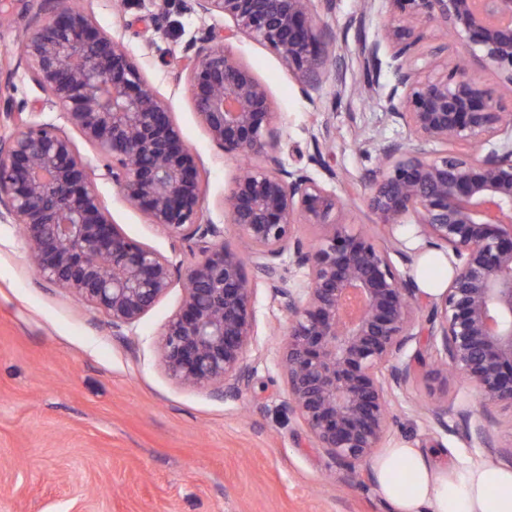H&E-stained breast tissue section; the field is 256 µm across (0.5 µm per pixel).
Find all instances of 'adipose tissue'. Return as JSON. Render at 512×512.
I'll return each mask as SVG.
<instances>
[{"label":"adipose tissue","instance_id":"1","mask_svg":"<svg viewBox=\"0 0 512 512\" xmlns=\"http://www.w3.org/2000/svg\"><path fill=\"white\" fill-rule=\"evenodd\" d=\"M375 489L390 512H512V468L465 457L437 465L429 452L402 443L371 462Z\"/></svg>","mask_w":512,"mask_h":512}]
</instances>
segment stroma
<instances>
[{
	"label": "stroma",
	"instance_id": "1",
	"mask_svg": "<svg viewBox=\"0 0 512 512\" xmlns=\"http://www.w3.org/2000/svg\"><path fill=\"white\" fill-rule=\"evenodd\" d=\"M95 21L134 56L148 86L169 104L185 143L204 168L207 216L238 232L224 218V197L241 162L210 140L183 78L184 46L202 21L180 0H78ZM166 13L163 26L153 18ZM366 16L376 38L382 9L363 0H336L325 20L344 56L341 84L326 82L314 100L302 97L296 74L268 46L244 36L226 45L266 87L280 132L279 149L301 167L314 140L331 132L327 153L337 188H349L344 223L371 229L373 215L359 183L374 166L380 145L404 138L385 116L383 93L357 94L358 41L349 18ZM38 15L30 0H0V65L14 73L15 98L27 100L42 120L57 121L32 81L16 44ZM112 220L132 239L180 267L198 256L195 246L173 241L126 202L113 184L96 181ZM184 298L182 280L135 327L114 332L104 314L38 278L15 224L0 223V512H388L368 471L354 474L318 448L301 421L289 414L278 361L288 317L265 283L254 308L257 337L247 351L254 367L240 395L221 397L206 387L176 383L162 363L159 341ZM474 383L452 377L447 387L418 377L395 391V423L387 443L409 440L438 453L442 464L465 455L512 464V411L496 409L489 446L467 443L456 417L433 423L438 400L474 399Z\"/></svg>",
	"mask_w": 512,
	"mask_h": 512
}]
</instances>
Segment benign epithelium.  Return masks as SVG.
<instances>
[{
    "label": "benign epithelium",
    "instance_id": "benign-epithelium-1",
    "mask_svg": "<svg viewBox=\"0 0 512 512\" xmlns=\"http://www.w3.org/2000/svg\"><path fill=\"white\" fill-rule=\"evenodd\" d=\"M313 2L191 0L189 10L228 20L226 40L243 35L270 47L311 101L342 70L335 36ZM381 2L383 38L359 37L361 86L367 93L380 87L386 50V117L408 135L382 145L362 178L376 235L341 222L345 197L320 149L308 161L325 181L286 165L266 88L216 42L211 26L186 45L185 69L211 141L227 155L259 159L225 196L241 248L224 243V230L205 216L202 165L168 104L84 9L41 0L21 45L20 58L63 124L36 120L24 100L0 99V112L14 121V132L0 138V222L21 227L37 276L120 329L135 326L183 274L184 300L159 343L164 367L177 383L235 396L253 373L246 356L257 336L251 263L288 313L279 368L289 409L352 473L382 447L394 390L426 365L420 351L408 353L418 321L441 364L428 376L446 383L451 369L478 389L480 422L469 425L473 410L440 401L431 410L438 426L448 429L454 412L462 436L486 446L493 409L512 410V98L477 78L467 57L448 60L452 43L478 51L512 87V0ZM434 28L452 40L423 55L420 45ZM68 127L93 155L79 152ZM100 167L149 223L175 241L203 244L200 257L182 272L128 237L97 189ZM302 224L311 239L298 235ZM409 225L421 248L444 250L454 269L422 320L420 290L392 260L414 263L418 250L401 239ZM294 269L303 274L298 283Z\"/></svg>",
    "mask_w": 512,
    "mask_h": 512
}]
</instances>
